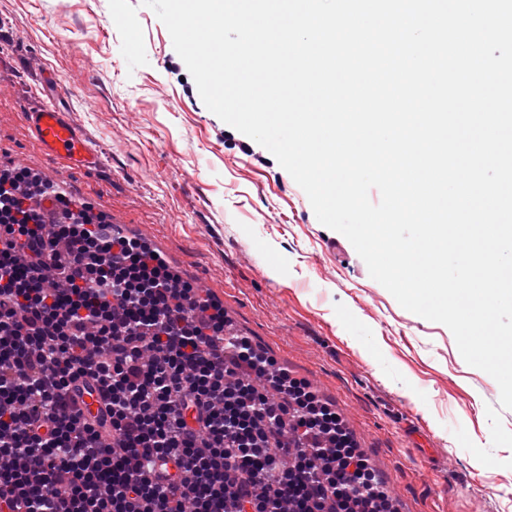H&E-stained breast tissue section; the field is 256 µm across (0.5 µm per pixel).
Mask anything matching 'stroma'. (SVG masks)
<instances>
[{
  "mask_svg": "<svg viewBox=\"0 0 512 512\" xmlns=\"http://www.w3.org/2000/svg\"><path fill=\"white\" fill-rule=\"evenodd\" d=\"M0 66L14 77L0 162L37 161L24 114L61 101L102 160L79 187L222 301L236 333L317 384L395 512H512V409L496 381L370 277L268 150L242 152L246 135L206 108L141 0H0ZM411 417L451 468L419 456Z\"/></svg>",
  "mask_w": 512,
  "mask_h": 512,
  "instance_id": "1",
  "label": "stroma"
}]
</instances>
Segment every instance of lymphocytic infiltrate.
I'll list each match as a JSON object with an SVG mask.
<instances>
[{
    "label": "lymphocytic infiltrate",
    "instance_id": "f902f5d3",
    "mask_svg": "<svg viewBox=\"0 0 512 512\" xmlns=\"http://www.w3.org/2000/svg\"><path fill=\"white\" fill-rule=\"evenodd\" d=\"M26 177L0 176V512H387L307 380L86 209L46 225Z\"/></svg>",
    "mask_w": 512,
    "mask_h": 512
}]
</instances>
